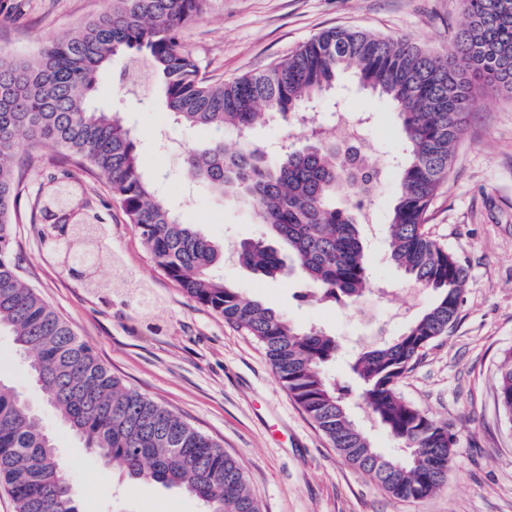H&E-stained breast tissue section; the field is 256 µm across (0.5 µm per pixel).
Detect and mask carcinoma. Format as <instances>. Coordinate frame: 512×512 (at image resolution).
<instances>
[{"label":"carcinoma","mask_w":512,"mask_h":512,"mask_svg":"<svg viewBox=\"0 0 512 512\" xmlns=\"http://www.w3.org/2000/svg\"><path fill=\"white\" fill-rule=\"evenodd\" d=\"M111 7L45 46L34 63L0 57V332L32 359L30 374L47 404L105 461L136 481L183 491L205 512H260L242 469L174 411L126 387L92 349L30 288L13 258L12 212L20 196L17 151L58 149L104 176L156 264L192 298L264 347L272 369L346 462L400 500L424 498L447 477L457 437L397 393L421 352L454 325L468 273L424 224L448 176L470 112L486 88L512 95V0H462L464 20L451 47L434 54L404 41L331 28L271 69L212 83L182 43L206 0H110ZM147 67L174 120L189 128L235 130L242 144L220 140L185 152L189 179L249 207L263 236L240 246L241 263L264 277L284 264L267 239L288 248L310 286L306 298L354 304L369 288L370 259L360 238L363 201L380 171L329 135L271 156L249 141L270 119L297 114L354 69L359 85L388 99L403 131L398 190L389 224L388 260L432 294L399 336L356 353L351 369L369 416L398 444L374 448L351 418L345 392L323 367L335 338L292 327L214 273L223 248L180 221L143 174L136 137L99 110L92 92L113 61ZM498 400L512 417V353L499 366ZM0 481L16 512H82L63 473L40 406L0 379Z\"/></svg>","instance_id":"1"}]
</instances>
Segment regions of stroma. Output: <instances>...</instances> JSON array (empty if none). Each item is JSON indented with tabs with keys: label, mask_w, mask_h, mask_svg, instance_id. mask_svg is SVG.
<instances>
[{
	"label": "stroma",
	"mask_w": 512,
	"mask_h": 512,
	"mask_svg": "<svg viewBox=\"0 0 512 512\" xmlns=\"http://www.w3.org/2000/svg\"><path fill=\"white\" fill-rule=\"evenodd\" d=\"M108 0H0V55L35 60L40 49L97 18ZM461 0H207L183 43L206 77L233 79L268 68L329 28H352L402 39L432 52L447 48L462 16ZM97 106L119 115L139 136L142 170L182 222L195 224L224 248V279L301 328L335 336L340 350L325 373L351 393V413L374 447L391 454L395 441L355 399L348 362L367 342L400 335L431 301L386 260L397 171L389 169L371 200L362 241L370 287L358 307L304 299L297 272L261 276L238 259L242 243L260 237L246 207L230 202L184 172L194 145L220 138L235 148L232 129L215 132L174 123L159 91L120 66L97 80ZM315 109L319 117L354 112L364 120L360 151L376 165L402 144L396 112L382 98L342 79ZM22 192L13 214L15 252L25 281L74 329L128 387L182 416L243 469L261 512H512V422L497 400L498 371L512 352V98L488 90L467 119L446 182L428 211L425 230L468 270L457 320L431 342L399 383L403 400L448 423L457 445L448 479L434 494L403 501L346 463L274 374L260 342L227 324L168 278L112 197L107 181L32 145L17 157ZM80 181L87 210L105 228L122 275L147 283L157 297L148 310L128 295L82 288L50 258L35 203L47 182ZM11 336L0 334V379L41 404L65 475L82 512H204L180 491L131 481L73 436L28 372Z\"/></svg>",
	"instance_id": "35a3bbf8"
}]
</instances>
